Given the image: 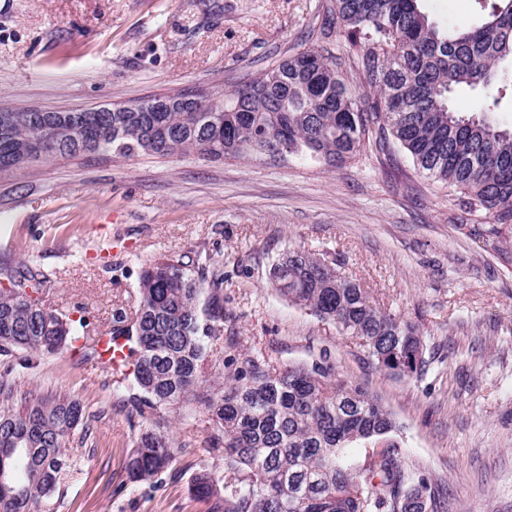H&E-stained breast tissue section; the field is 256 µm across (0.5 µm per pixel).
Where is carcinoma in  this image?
Wrapping results in <instances>:
<instances>
[{"mask_svg": "<svg viewBox=\"0 0 512 512\" xmlns=\"http://www.w3.org/2000/svg\"><path fill=\"white\" fill-rule=\"evenodd\" d=\"M479 22L447 28L431 21L420 0H325L316 37L340 29L343 52L362 76L367 108L338 75L326 48L281 58L258 76L191 108L178 93L166 112H0V168L33 163L21 140H42L45 158L109 152L206 159L283 155L334 167L357 158L366 136L390 155L393 138L415 167L461 194L478 218L469 234L512 265V127L494 114L512 106V0H473ZM481 92L463 111L455 97ZM0 287V356L54 355L85 340L96 357L98 327L47 305L40 273L21 265ZM273 288L288 302L335 324L377 370L379 354L425 352L417 323L383 309L336 262L302 248L272 264ZM223 269L193 252L145 264L133 315H113L112 335L131 341L118 388L128 391L139 430L125 459L132 483L168 469L189 444L171 415L187 407L207 417L205 452L215 461L194 477L192 494L210 512H429L432 495L413 479L389 437L398 424L360 385L336 378L326 362L279 364L247 355L218 380L224 346ZM207 301H202L204 294ZM15 385L0 374V512H41L70 468L66 439L85 424V407L62 394H29L14 403ZM382 441L361 465L348 449Z\"/></svg>", "mask_w": 512, "mask_h": 512, "instance_id": "carcinoma-1", "label": "carcinoma"}]
</instances>
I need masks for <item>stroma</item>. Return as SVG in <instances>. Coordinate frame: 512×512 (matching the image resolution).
Wrapping results in <instances>:
<instances>
[{
	"instance_id": "1",
	"label": "stroma",
	"mask_w": 512,
	"mask_h": 512,
	"mask_svg": "<svg viewBox=\"0 0 512 512\" xmlns=\"http://www.w3.org/2000/svg\"><path fill=\"white\" fill-rule=\"evenodd\" d=\"M323 0H0V109L46 111L222 91L314 47ZM458 194L403 152L374 147L342 167L263 159L109 154L38 162L0 177V268L28 262L59 312L110 329L145 263L205 251L223 265V358L286 364L328 355L336 373L393 413V439L424 477L435 512H512V267L455 225ZM334 256L373 299L419 324L425 370L372 369L335 325L291 305L269 270L289 246ZM19 392L78 398L88 430L67 440L70 473L48 512H208L189 490L209 463L194 411L191 441L154 481L131 485L138 429L113 376L69 348L15 375Z\"/></svg>"
}]
</instances>
